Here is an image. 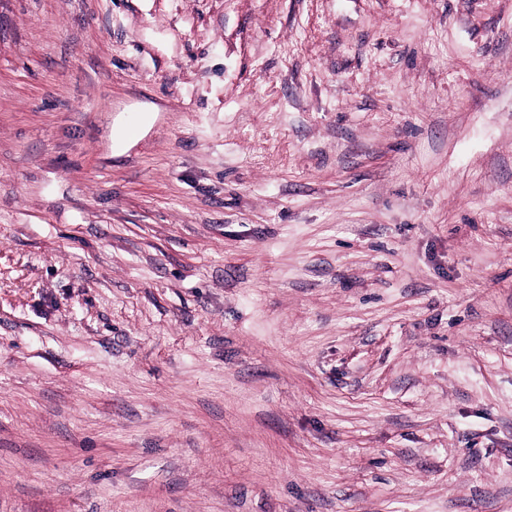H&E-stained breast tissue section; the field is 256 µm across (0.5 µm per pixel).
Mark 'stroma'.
Masks as SVG:
<instances>
[{"mask_svg":"<svg viewBox=\"0 0 512 512\" xmlns=\"http://www.w3.org/2000/svg\"><path fill=\"white\" fill-rule=\"evenodd\" d=\"M0 512H512V0H0Z\"/></svg>","mask_w":512,"mask_h":512,"instance_id":"obj_1","label":"stroma"}]
</instances>
